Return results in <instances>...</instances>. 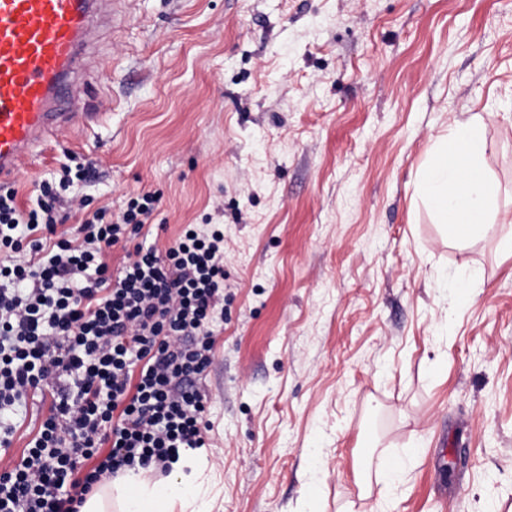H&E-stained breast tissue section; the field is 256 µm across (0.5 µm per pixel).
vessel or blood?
Returning a JSON list of instances; mask_svg holds the SVG:
<instances>
[{"mask_svg":"<svg viewBox=\"0 0 512 512\" xmlns=\"http://www.w3.org/2000/svg\"><path fill=\"white\" fill-rule=\"evenodd\" d=\"M125 0H0V183L47 146L100 124L89 64Z\"/></svg>","mask_w":512,"mask_h":512,"instance_id":"obj_1","label":"vessel or blood"}]
</instances>
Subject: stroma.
I'll return each mask as SVG.
<instances>
[{
  "mask_svg": "<svg viewBox=\"0 0 512 512\" xmlns=\"http://www.w3.org/2000/svg\"><path fill=\"white\" fill-rule=\"evenodd\" d=\"M107 120L61 166L145 230H224L197 512H512V249L453 238L420 197L438 136L480 116L512 218V0H133L92 76ZM406 467L357 469L365 439Z\"/></svg>",
  "mask_w": 512,
  "mask_h": 512,
  "instance_id": "obj_1",
  "label": "stroma"
}]
</instances>
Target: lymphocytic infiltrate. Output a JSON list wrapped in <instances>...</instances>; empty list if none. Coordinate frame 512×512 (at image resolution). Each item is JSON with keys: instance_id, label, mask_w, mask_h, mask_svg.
<instances>
[{"instance_id": "obj_1", "label": "lymphocytic infiltrate", "mask_w": 512, "mask_h": 512, "mask_svg": "<svg viewBox=\"0 0 512 512\" xmlns=\"http://www.w3.org/2000/svg\"><path fill=\"white\" fill-rule=\"evenodd\" d=\"M95 169L63 168L26 210L0 193V512H80L103 480L167 474L180 449L207 445L199 379L224 324V232L142 242L154 193L115 219L67 196ZM66 205L84 212L70 232ZM45 392L48 413L11 456L19 407Z\"/></svg>"}]
</instances>
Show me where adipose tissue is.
Returning a JSON list of instances; mask_svg holds the SVG:
<instances>
[{
    "instance_id": "adipose-tissue-1",
    "label": "adipose tissue",
    "mask_w": 512,
    "mask_h": 512,
    "mask_svg": "<svg viewBox=\"0 0 512 512\" xmlns=\"http://www.w3.org/2000/svg\"><path fill=\"white\" fill-rule=\"evenodd\" d=\"M486 150L481 121L456 123L441 138L422 173L421 189L437 223L449 235L484 236L492 231L488 215L497 190L478 173ZM204 449L180 452L166 481L144 475L117 478L89 496L81 512H188L201 492L199 471Z\"/></svg>"
}]
</instances>
